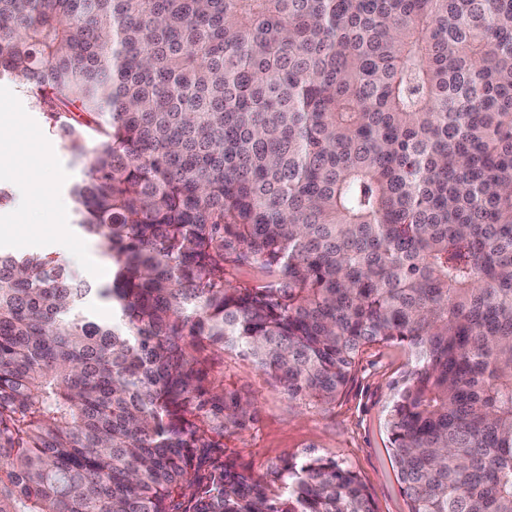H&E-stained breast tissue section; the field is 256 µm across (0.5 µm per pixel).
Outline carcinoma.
<instances>
[{"label": "carcinoma", "mask_w": 512, "mask_h": 512, "mask_svg": "<svg viewBox=\"0 0 512 512\" xmlns=\"http://www.w3.org/2000/svg\"><path fill=\"white\" fill-rule=\"evenodd\" d=\"M4 75L112 278L0 250V512H374L224 458L255 408L204 352L331 405L385 342L408 512H512V0H0Z\"/></svg>", "instance_id": "obj_1"}]
</instances>
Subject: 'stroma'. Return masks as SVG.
<instances>
[{
    "label": "stroma",
    "instance_id": "35a3bbf8",
    "mask_svg": "<svg viewBox=\"0 0 512 512\" xmlns=\"http://www.w3.org/2000/svg\"><path fill=\"white\" fill-rule=\"evenodd\" d=\"M15 83L0 79V114L16 117L13 143L20 172L41 171L50 178L53 196L70 199L71 186L84 177L69 152L47 133L48 118L32 93L16 97ZM8 191L0 202V220L13 233L0 240L6 252H41L66 256L82 279L102 283L112 276V264L102 257L93 239L74 224L73 208L57 211L46 205L22 213L17 199L21 180L1 178ZM408 354L397 344L378 343L360 353L351 379L335 404H304L288 398L249 360L233 353L212 355L208 370L223 374L225 390L252 399L254 422L248 429L224 434V449L238 464L263 472L310 452L336 458L363 482L375 512H408L397 479L386 430L392 384L406 369Z\"/></svg>",
    "mask_w": 512,
    "mask_h": 512
}]
</instances>
